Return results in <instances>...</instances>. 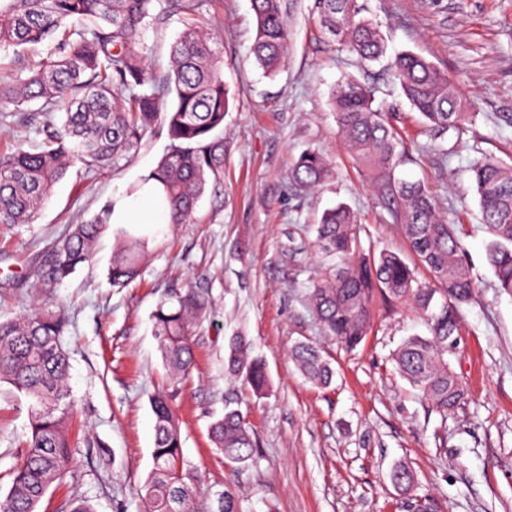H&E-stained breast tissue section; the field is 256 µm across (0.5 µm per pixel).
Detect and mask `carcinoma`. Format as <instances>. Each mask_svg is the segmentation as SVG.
Segmentation results:
<instances>
[{
  "label": "carcinoma",
  "mask_w": 512,
  "mask_h": 512,
  "mask_svg": "<svg viewBox=\"0 0 512 512\" xmlns=\"http://www.w3.org/2000/svg\"><path fill=\"white\" fill-rule=\"evenodd\" d=\"M157 0H0V66L10 57L31 53L12 80L0 81V124L32 106L44 113L43 138L28 147L0 153V224H29L69 168L91 171L122 167L131 151L158 121L167 126L171 151L148 178L165 188L174 223L193 215L211 182L224 175V126L229 109L216 41L201 32L204 0H166V12L180 16L182 35L170 50L171 68L156 76L146 65L142 31ZM255 19L251 53L267 75L281 71L288 58L289 20L295 0H250ZM312 15L343 49L361 61H377L385 46L377 27L363 16L359 0H313ZM385 72L413 109L425 119L426 135L445 155V135L460 132L470 119L465 102L448 74L426 58L403 52ZM373 88L356 80L336 86L331 107L337 132L365 170L402 225L410 250L429 278L420 280L398 253L360 252V227L353 211L340 204L327 210L317 227L324 272L308 288L312 313L324 332L352 350L367 335L374 293L410 302L427 314L430 335L406 339L392 357L398 373L443 417L465 399L461 379L448 362V346L459 335L457 307L468 302L475 283L458 235L441 216L436 198L421 182L395 178L407 160L399 132L389 113L375 104ZM333 175L329 160L303 152L291 172L299 188L318 186ZM482 221L491 236L487 262L499 293L512 296V168L482 160L471 168ZM108 209L90 222L73 224L41 257L45 284L65 281L88 262L95 241L108 229ZM113 251L110 276L121 284L136 277L142 253L125 241ZM207 294L193 288L177 303L161 302L154 328L166 366L187 375L193 364L191 320L206 315ZM63 315L37 307L16 320L0 321V382L30 400L29 436L25 452L11 472L12 483L0 497V512H39L49 488L64 480L74 463L70 426L75 400L67 385L69 356L63 345ZM243 336L228 344L227 372L254 393L269 388L262 359L251 355ZM297 372L315 386H329L335 376L331 357L309 342L290 352ZM155 417L154 465L142 491L150 512H195L194 487L201 476L182 455L179 418L171 400H151ZM214 448L225 464L236 468L252 459L256 441L243 414L225 408L209 427ZM393 484L410 489L414 476L399 465ZM210 512H242L234 485L224 487V506Z\"/></svg>",
  "instance_id": "obj_1"
}]
</instances>
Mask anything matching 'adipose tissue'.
I'll return each instance as SVG.
<instances>
[{
	"label": "adipose tissue",
	"mask_w": 512,
	"mask_h": 512,
	"mask_svg": "<svg viewBox=\"0 0 512 512\" xmlns=\"http://www.w3.org/2000/svg\"><path fill=\"white\" fill-rule=\"evenodd\" d=\"M110 221L114 224L171 223V210L165 200L162 184L152 180L139 185L134 193L115 194Z\"/></svg>",
	"instance_id": "1"
}]
</instances>
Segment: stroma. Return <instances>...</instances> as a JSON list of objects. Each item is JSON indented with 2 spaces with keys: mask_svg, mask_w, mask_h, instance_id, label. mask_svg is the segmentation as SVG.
<instances>
[{
  "mask_svg": "<svg viewBox=\"0 0 512 512\" xmlns=\"http://www.w3.org/2000/svg\"><path fill=\"white\" fill-rule=\"evenodd\" d=\"M378 24L388 55L413 51L447 71L471 114L449 134L439 155L420 115L400 88L379 83L375 97L390 107L410 161L397 174L423 181L455 224L478 285L457 309L461 330L448 361L466 390L447 417L431 409L396 371L393 351L424 336V315L374 296L366 338L345 351L325 336L306 291L319 272L316 226L343 203L361 226L363 249L411 252L398 224L338 137L329 96L341 80L371 82L382 73L342 51L297 0L283 70L263 76L250 53L255 34L250 0H206L207 27L219 33L230 108L224 117V178L208 185L183 224L130 226L143 243L138 277L108 279L111 233L93 258L64 283L39 275L42 253L71 225L91 219L119 189L132 187L170 150L156 125L116 171L75 167L53 187L30 224H0V319L37 306L59 311L68 325L69 385L81 429L77 462L50 488L40 512H68L74 498L95 512H146L138 493L153 467L154 417L160 392L174 395L182 453L202 475L199 502L215 500L225 483L243 492L242 512H512V297L500 295L487 263L489 239L471 181L473 162L492 157L512 166V0H360ZM183 24L173 14L148 24L149 59L164 63ZM306 150L322 153L335 174L319 189L291 186L289 171ZM188 288L208 292L210 308L192 329L195 364L173 379L152 315L158 303ZM251 340L270 377L267 395L230 382L224 357L230 337ZM325 348L336 370L330 387L305 381L289 359L292 346ZM235 402L257 442L252 460L227 467L208 430ZM28 402L0 385V494L27 439ZM414 473L409 492L392 483L398 463Z\"/></svg>",
  "mask_w": 512,
  "mask_h": 512,
  "instance_id": "stroma-1",
  "label": "stroma"
}]
</instances>
